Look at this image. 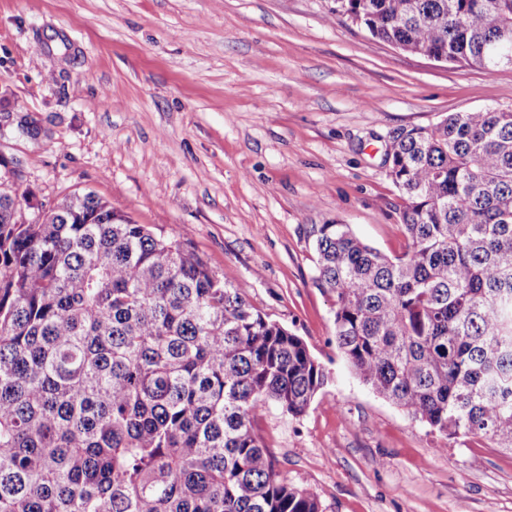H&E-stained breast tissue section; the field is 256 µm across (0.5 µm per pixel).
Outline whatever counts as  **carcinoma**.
Returning a JSON list of instances; mask_svg holds the SVG:
<instances>
[{
    "label": "carcinoma",
    "instance_id": "obj_1",
    "mask_svg": "<svg viewBox=\"0 0 512 512\" xmlns=\"http://www.w3.org/2000/svg\"><path fill=\"white\" fill-rule=\"evenodd\" d=\"M404 52L512 67V0H334ZM407 250L313 224L336 346L445 438L512 449V112H453L386 150ZM0 188V512H324L255 421L328 382L304 340L189 243L92 192L25 217Z\"/></svg>",
    "mask_w": 512,
    "mask_h": 512
}]
</instances>
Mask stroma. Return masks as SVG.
<instances>
[{"instance_id":"stroma-1","label":"stroma","mask_w":512,"mask_h":512,"mask_svg":"<svg viewBox=\"0 0 512 512\" xmlns=\"http://www.w3.org/2000/svg\"><path fill=\"white\" fill-rule=\"evenodd\" d=\"M333 0H0V160L33 205L94 192L190 242L329 374L298 420L256 430L325 512H512V452L442 439L336 348L307 230L407 240L385 148L451 112H512L487 75L395 49Z\"/></svg>"}]
</instances>
